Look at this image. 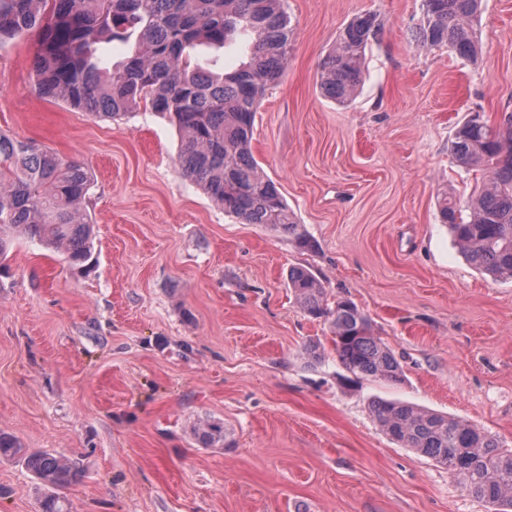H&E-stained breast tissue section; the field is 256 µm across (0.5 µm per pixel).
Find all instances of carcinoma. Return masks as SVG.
Here are the masks:
<instances>
[{
  "mask_svg": "<svg viewBox=\"0 0 512 512\" xmlns=\"http://www.w3.org/2000/svg\"><path fill=\"white\" fill-rule=\"evenodd\" d=\"M482 3L423 0L416 45L477 59ZM33 29L40 30L32 61L38 94L101 118H121L142 105L160 113L184 135L183 173L224 212L313 249L251 149L257 108L284 75L292 50L284 0H0V44ZM381 30L378 16L364 13L339 31L319 65L326 96L339 102L354 97L366 50ZM238 33L249 36L251 51L237 69L226 73L196 64L197 48L222 49ZM114 40L130 45V54L103 68L97 45ZM450 152L463 171L479 175L481 185L465 202L443 196L440 221L471 266L512 279V112L495 124L471 115L457 128ZM90 185L81 164L34 140L0 133V256L16 239H36L64 251L72 269L90 271L96 262L93 225L81 210ZM288 287L307 315L330 322L333 351L354 380L405 381L400 361L355 304L328 302L321 281L304 266L290 268ZM304 350L312 364L325 363L321 342L311 340ZM369 409L391 440L446 468L491 512H512V448L465 419L413 404L377 398ZM196 433L204 445L228 436L224 423L208 419ZM0 454L22 455L38 484L51 491L42 512H70L62 490L84 477L77 463L50 450L27 453L2 434Z\"/></svg>",
  "mask_w": 512,
  "mask_h": 512,
  "instance_id": "carcinoma-1",
  "label": "carcinoma"
}]
</instances>
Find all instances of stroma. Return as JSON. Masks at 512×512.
<instances>
[{
    "label": "stroma",
    "instance_id": "obj_1",
    "mask_svg": "<svg viewBox=\"0 0 512 512\" xmlns=\"http://www.w3.org/2000/svg\"><path fill=\"white\" fill-rule=\"evenodd\" d=\"M282 81L257 110L252 151L315 251L225 214L178 166L180 137L143 108L101 119L38 96L37 32L0 45V132L90 174L98 263L16 241L0 260V433L76 460L71 512H488L434 461L373 421L372 398L461 417L512 446V279L475 270L437 196L473 176L449 151L469 113L512 112V0H483V56L416 47L423 0H286ZM373 12L358 95L325 97L318 66ZM366 314L406 380L348 385L327 321L295 304L291 266ZM222 421L229 444L195 426ZM37 481L0 456V512H39Z\"/></svg>",
    "mask_w": 512,
    "mask_h": 512
}]
</instances>
